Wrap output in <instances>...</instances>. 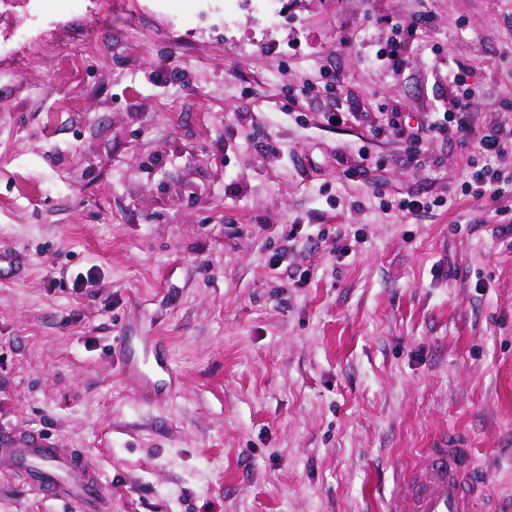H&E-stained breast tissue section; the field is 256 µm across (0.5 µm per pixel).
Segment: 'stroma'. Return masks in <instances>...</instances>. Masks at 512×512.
Returning a JSON list of instances; mask_svg holds the SVG:
<instances>
[{
    "instance_id": "35a3bbf8",
    "label": "stroma",
    "mask_w": 512,
    "mask_h": 512,
    "mask_svg": "<svg viewBox=\"0 0 512 512\" xmlns=\"http://www.w3.org/2000/svg\"><path fill=\"white\" fill-rule=\"evenodd\" d=\"M452 60L466 131L411 159L385 114L452 109ZM494 125L512 0H0V432L81 449L112 512H389L445 429L512 492V194L464 193ZM12 472L0 512H75ZM404 46L401 40H393L386 48L376 53V58L382 66L394 72H399L406 64ZM381 199V198H380ZM441 200L433 199H381L380 205L384 208H394L401 211L406 210L408 213L413 214L415 216H425L428 213H431L436 207H440ZM149 358L145 361L142 375L151 380V377H157L159 380H167L170 386L178 383V376L172 371L165 358L166 345L161 339H155L147 347ZM166 377L168 379H166Z\"/></svg>"
}]
</instances>
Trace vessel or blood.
Returning a JSON list of instances; mask_svg holds the SVG:
<instances>
[{
  "label": "vessel or blood",
  "mask_w": 512,
  "mask_h": 512,
  "mask_svg": "<svg viewBox=\"0 0 512 512\" xmlns=\"http://www.w3.org/2000/svg\"><path fill=\"white\" fill-rule=\"evenodd\" d=\"M165 350L164 341L151 342L142 374L173 386L178 377ZM0 455L12 460L15 475L40 498L75 505L78 512H112V500L102 493L100 475L85 453L61 452L49 433L0 434ZM391 512H512V496L491 494L469 437L445 431L420 451Z\"/></svg>",
  "instance_id": "vessel-or-blood-1"
}]
</instances>
